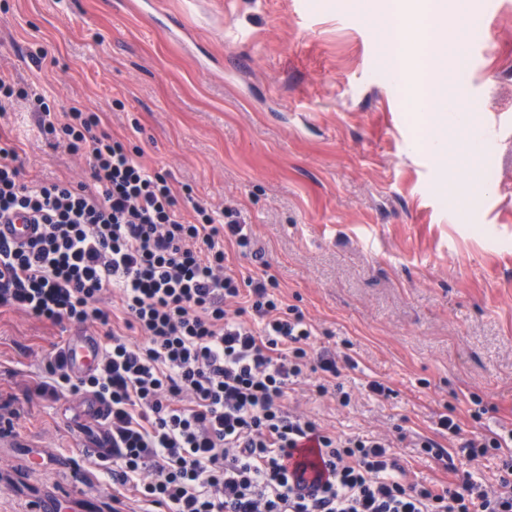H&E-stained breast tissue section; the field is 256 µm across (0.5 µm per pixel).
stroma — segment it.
<instances>
[{"label":"stroma","mask_w":512,"mask_h":512,"mask_svg":"<svg viewBox=\"0 0 512 512\" xmlns=\"http://www.w3.org/2000/svg\"><path fill=\"white\" fill-rule=\"evenodd\" d=\"M462 3L495 22L456 80L476 125L512 123V0ZM384 34L335 0H0V74L55 107L81 102L144 165L237 209L257 254L225 244L230 269L273 275L314 345L354 361L339 379L348 406L313 374L291 406L339 434L396 439L406 481L427 486L449 473L415 441L438 438L445 408L467 434L512 426V138L489 156L457 146L437 168L378 65ZM0 140L26 181L86 177L24 100L0 116ZM70 332L0 314V402L18 410L0 435V512H102L112 495L111 465L89 452L106 424L85 395L33 389ZM373 380L393 397L369 395Z\"/></svg>","instance_id":"1"}]
</instances>
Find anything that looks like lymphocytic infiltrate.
I'll return each mask as SVG.
<instances>
[{
	"mask_svg": "<svg viewBox=\"0 0 512 512\" xmlns=\"http://www.w3.org/2000/svg\"><path fill=\"white\" fill-rule=\"evenodd\" d=\"M28 100L51 146L86 158L85 182L29 185L0 145V220L24 217L28 241L0 242V310L104 331L102 359L73 378L63 348L39 395L88 391L107 408L112 478L168 512H512V429L465 439L467 461L501 456L498 489L467 478L406 482L386 438L331 434L287 408L291 385L321 371L319 395L341 405L339 356L314 348L303 312L265 274L231 273L225 243L253 232L216 212L99 131L96 113L51 112L43 96L0 76V112ZM139 342H131L130 333Z\"/></svg>",
	"mask_w": 512,
	"mask_h": 512,
	"instance_id": "lymphocytic-infiltrate-1",
	"label": "lymphocytic infiltrate"
}]
</instances>
